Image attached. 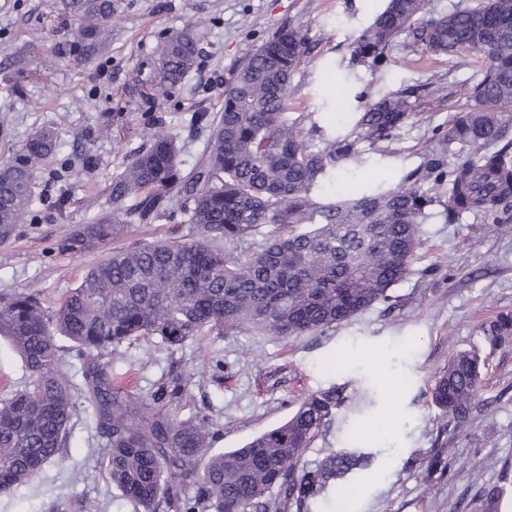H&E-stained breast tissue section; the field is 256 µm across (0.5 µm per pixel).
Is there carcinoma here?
I'll return each mask as SVG.
<instances>
[{
	"instance_id": "1",
	"label": "carcinoma",
	"mask_w": 512,
	"mask_h": 512,
	"mask_svg": "<svg viewBox=\"0 0 512 512\" xmlns=\"http://www.w3.org/2000/svg\"><path fill=\"white\" fill-rule=\"evenodd\" d=\"M85 17L78 46L112 17V0H90ZM402 33L432 55L484 57L471 104L438 141L467 159L448 172L428 165L433 194L403 183L352 189L346 198L323 193L336 168L360 161L362 143L395 139L414 105L403 92L386 94L368 102L344 134L316 112L288 117L306 37L298 27L277 28L224 89L219 122L195 116L209 127L210 147L193 173L183 175L171 134H152L113 177L112 211L79 226L58 249L79 256L118 239L131 224L156 219L175 194L188 203L192 238L110 252L52 312L35 292L0 296V337L28 373L24 386L0 399L1 494L60 455L79 400L107 439L106 482L138 512H301L371 466V454L347 449L332 451L314 470L301 465L344 404L334 388L308 395L244 447L214 452L220 430L209 415L176 411L190 376L170 373L152 392L129 390L112 379L105 356L139 340L174 350L199 336L242 330L282 339L331 330L391 300L421 246L426 208L437 204L452 221L512 202V145L503 142L512 124V0H475L436 15L429 0H388L354 40V56L378 72ZM157 52L161 82L173 87L194 67L198 39L190 28L174 31ZM55 148V134L42 129L20 158L0 163V244L28 213L35 170ZM487 334L493 345L512 338V315L497 316ZM61 338L83 360L80 387L64 367ZM482 366L479 355L458 352L431 389L433 404L458 426L478 398ZM502 494L498 486L484 489V512H499Z\"/></svg>"
}]
</instances>
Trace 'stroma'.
<instances>
[{"label": "stroma", "instance_id": "stroma-1", "mask_svg": "<svg viewBox=\"0 0 512 512\" xmlns=\"http://www.w3.org/2000/svg\"><path fill=\"white\" fill-rule=\"evenodd\" d=\"M71 2L0 0V162L19 158L33 133L49 129L62 165L56 179L37 171L44 197L13 240L0 244V295L37 289L49 307L113 246L189 237L183 201L175 197L161 216L133 225L117 244L80 257L56 249L78 226L111 211L112 179L145 147L150 124L162 122L176 136L182 170L191 172L209 147V129L195 123L194 113L219 120L232 74L278 27H301L308 39L290 112L334 106L348 121L366 101L394 91L420 101L394 140L337 169L341 189L394 186L408 176L433 190L426 165L437 157L434 134L447 131L483 65L476 53L429 56L406 36L380 72L355 64L352 43L386 0H112V17L87 58L71 45L82 17ZM190 24L201 54L160 95L157 45ZM420 230L411 270L391 289L393 305H375L321 335L209 336L175 351L123 345L112 351V371L145 389L169 367L190 373L179 413L211 415L222 433L218 451L275 427L302 396L339 388L345 403L306 448L302 464L313 469L335 448L374 460L350 475L349 492L329 490L306 512H481L482 484L501 487L499 512H512V339L494 346L484 331L497 315L512 314V207L467 211L450 224L432 206ZM461 351L484 359L485 383L458 428L433 405L430 389ZM216 359L223 371H214ZM105 445L91 414L76 407L59 458L29 485L0 494V512H85L89 504L98 512H136L97 474ZM442 448L452 451L450 472L428 473V452Z\"/></svg>", "mask_w": 512, "mask_h": 512}]
</instances>
